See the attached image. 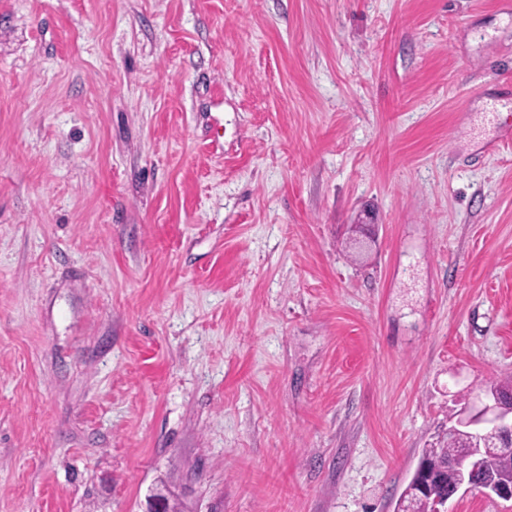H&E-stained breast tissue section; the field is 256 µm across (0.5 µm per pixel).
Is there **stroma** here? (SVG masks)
Masks as SVG:
<instances>
[{"label":"stroma","instance_id":"35a3bbf8","mask_svg":"<svg viewBox=\"0 0 512 512\" xmlns=\"http://www.w3.org/2000/svg\"><path fill=\"white\" fill-rule=\"evenodd\" d=\"M512 0H0V512H393L512 380Z\"/></svg>","mask_w":512,"mask_h":512}]
</instances>
